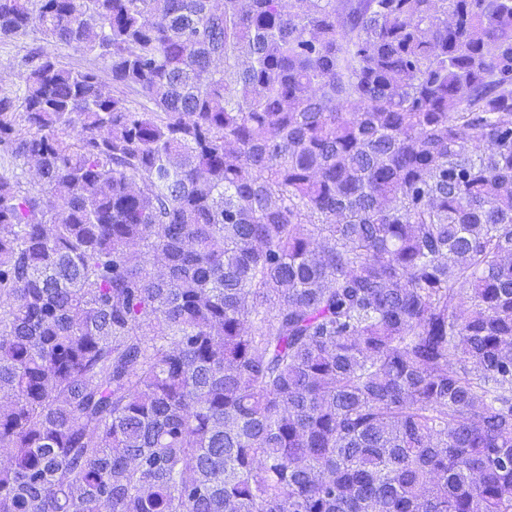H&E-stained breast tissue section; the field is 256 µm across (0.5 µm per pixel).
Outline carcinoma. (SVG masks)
<instances>
[{
	"label": "carcinoma",
	"mask_w": 512,
	"mask_h": 512,
	"mask_svg": "<svg viewBox=\"0 0 512 512\" xmlns=\"http://www.w3.org/2000/svg\"><path fill=\"white\" fill-rule=\"evenodd\" d=\"M34 24L102 68L0 96V512H512V0Z\"/></svg>",
	"instance_id": "carcinoma-1"
}]
</instances>
